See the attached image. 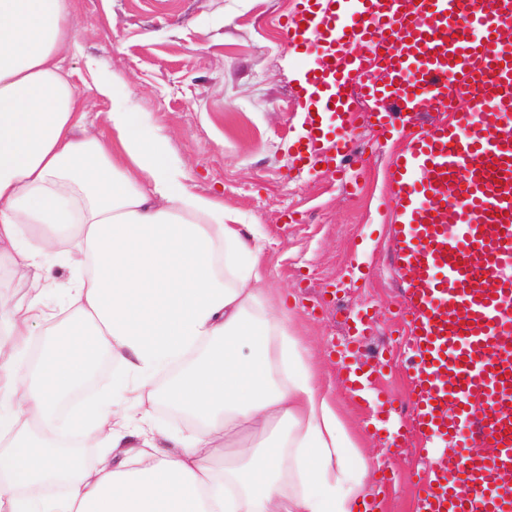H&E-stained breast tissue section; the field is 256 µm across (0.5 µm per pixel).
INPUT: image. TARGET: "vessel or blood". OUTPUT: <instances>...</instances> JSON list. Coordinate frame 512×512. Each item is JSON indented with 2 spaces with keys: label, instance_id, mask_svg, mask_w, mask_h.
<instances>
[{
  "label": "vessel or blood",
  "instance_id": "1",
  "mask_svg": "<svg viewBox=\"0 0 512 512\" xmlns=\"http://www.w3.org/2000/svg\"><path fill=\"white\" fill-rule=\"evenodd\" d=\"M298 0L286 25L293 51H316L295 96L305 132L297 156L330 167L328 131L312 112L326 93L343 138L358 100L379 135H406L391 156L392 271L404 294L413 370V426L444 441L424 473L420 512H512V0ZM379 64L376 83L354 74ZM470 95L457 110L449 88ZM439 120L407 132L411 114ZM488 449L448 483L456 439Z\"/></svg>",
  "mask_w": 512,
  "mask_h": 512
}]
</instances>
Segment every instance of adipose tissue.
Instances as JSON below:
<instances>
[{
	"label": "adipose tissue",
	"mask_w": 512,
	"mask_h": 512,
	"mask_svg": "<svg viewBox=\"0 0 512 512\" xmlns=\"http://www.w3.org/2000/svg\"><path fill=\"white\" fill-rule=\"evenodd\" d=\"M70 17L71 0H0V257L41 283L0 293V512H363L366 464L236 212L109 81L108 133L83 135ZM103 357L121 378L67 407ZM157 402L189 417L162 445ZM68 432L93 435L94 463Z\"/></svg>",
	"instance_id": "obj_1"
}]
</instances>
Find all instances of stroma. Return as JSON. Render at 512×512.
Returning <instances> with one entry per match:
<instances>
[{
  "label": "stroma",
  "mask_w": 512,
  "mask_h": 512,
  "mask_svg": "<svg viewBox=\"0 0 512 512\" xmlns=\"http://www.w3.org/2000/svg\"><path fill=\"white\" fill-rule=\"evenodd\" d=\"M297 0H73L66 65L92 92L95 75L120 83V102L166 135L198 192L220 195L252 225L268 266L266 285L288 302L291 325L315 354L336 410L367 464L379 512H417L423 462L408 434L413 407L399 336L401 296L390 269L392 196L384 166L402 148L376 142L367 124L331 169L300 163L294 98L315 56L291 52L283 26ZM377 310L362 355L392 351L370 388L393 397L398 428L376 432V406L352 397L338 354L345 317Z\"/></svg>",
  "instance_id": "35a3bbf8"
}]
</instances>
